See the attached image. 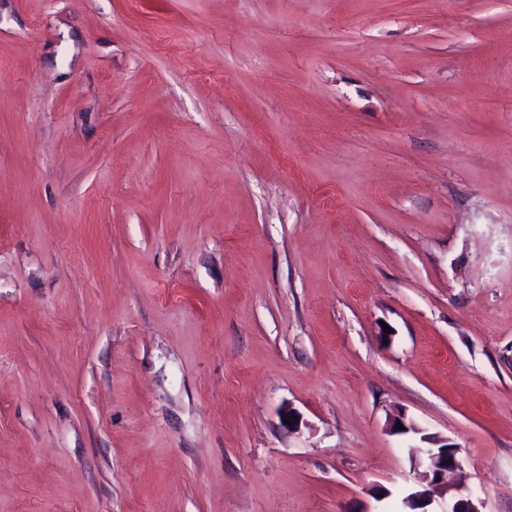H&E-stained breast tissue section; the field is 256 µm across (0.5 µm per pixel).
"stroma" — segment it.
<instances>
[{
  "instance_id": "35a3bbf8",
  "label": "stroma",
  "mask_w": 512,
  "mask_h": 512,
  "mask_svg": "<svg viewBox=\"0 0 512 512\" xmlns=\"http://www.w3.org/2000/svg\"><path fill=\"white\" fill-rule=\"evenodd\" d=\"M398 414L512 512V0H0V512H400Z\"/></svg>"
}]
</instances>
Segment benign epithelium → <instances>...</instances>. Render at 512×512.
Wrapping results in <instances>:
<instances>
[{
  "label": "benign epithelium",
  "instance_id": "obj_1",
  "mask_svg": "<svg viewBox=\"0 0 512 512\" xmlns=\"http://www.w3.org/2000/svg\"><path fill=\"white\" fill-rule=\"evenodd\" d=\"M403 433L421 435L425 446L410 445L411 461L417 468L425 467V484L414 488L403 498L406 512H430L438 490L448 484V473L460 468L458 446L439 435L426 434L416 423L399 418ZM446 512H483V503L470 495H454L448 499Z\"/></svg>",
  "mask_w": 512,
  "mask_h": 512
}]
</instances>
